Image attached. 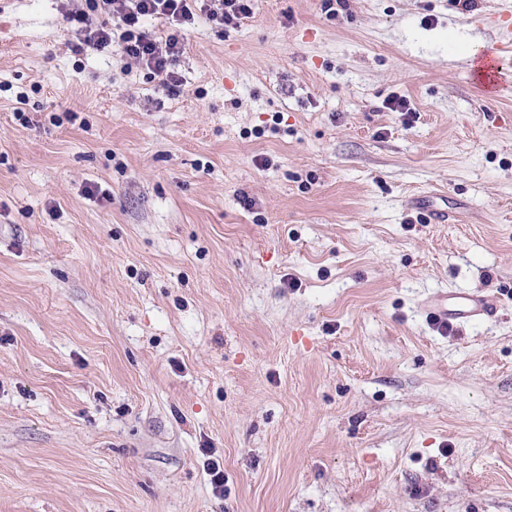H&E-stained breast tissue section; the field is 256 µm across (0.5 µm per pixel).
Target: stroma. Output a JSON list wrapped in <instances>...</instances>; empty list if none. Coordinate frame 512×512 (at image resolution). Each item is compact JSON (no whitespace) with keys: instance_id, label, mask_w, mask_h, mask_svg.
<instances>
[{"instance_id":"35a3bbf8","label":"stroma","mask_w":512,"mask_h":512,"mask_svg":"<svg viewBox=\"0 0 512 512\" xmlns=\"http://www.w3.org/2000/svg\"><path fill=\"white\" fill-rule=\"evenodd\" d=\"M65 2L0 0V512H512L498 0L198 15L176 95ZM498 8L485 17V22L498 29L499 40L496 42L494 56L483 55L476 59L473 73L474 83L487 92H495L500 87L499 67L505 56L512 55V3L501 0ZM422 308L430 318L440 323H464L491 316L494 303L492 299L479 293L448 290L427 297Z\"/></svg>"}]
</instances>
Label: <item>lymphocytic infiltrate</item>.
I'll return each instance as SVG.
<instances>
[{"label": "lymphocytic infiltrate", "mask_w": 512, "mask_h": 512, "mask_svg": "<svg viewBox=\"0 0 512 512\" xmlns=\"http://www.w3.org/2000/svg\"><path fill=\"white\" fill-rule=\"evenodd\" d=\"M86 9L72 10L68 21L78 35L76 51L96 52L118 45L128 62L149 71L169 93H178L181 85L173 66L184 49L183 25L195 13H203L223 25L250 17L253 0H85ZM104 16L101 24L93 16ZM152 18L165 19L168 29L163 36L145 30Z\"/></svg>", "instance_id": "obj_1"}]
</instances>
